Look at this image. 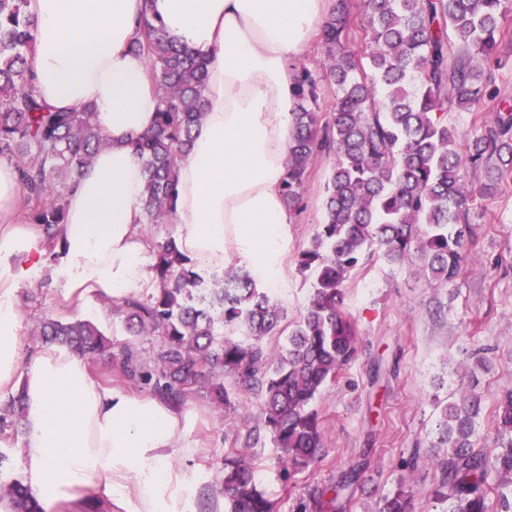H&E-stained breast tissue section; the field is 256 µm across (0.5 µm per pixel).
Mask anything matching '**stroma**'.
Wrapping results in <instances>:
<instances>
[{
  "mask_svg": "<svg viewBox=\"0 0 512 512\" xmlns=\"http://www.w3.org/2000/svg\"><path fill=\"white\" fill-rule=\"evenodd\" d=\"M331 165L326 155L309 171L303 208L288 226L289 254L307 246L324 219ZM483 180V173L465 174L475 198L465 238L468 263L454 287H439L416 253L399 265L376 257L351 274L342 308L354 325L358 353L314 405L326 456L298 472L286 487L280 481L279 451L270 437L250 451L259 486L278 500L280 512H294L313 488L337 483L353 465L360 467L361 478L347 512H378L382 496L400 483L414 493V512H443L434 496L440 473L433 465L445 454L438 446L442 409L473 390L482 398L479 444L493 447L497 402L512 387V172L504 174L491 197L479 194ZM65 295V281L54 261H43L38 272L19 284L25 357L38 350L34 332L46 316L90 320L144 357L157 348L158 337H127L107 304L99 301L81 309ZM272 295L291 326L308 303L310 286L292 269ZM233 403L231 411L215 409L200 391L184 401L200 413L194 437L209 453L204 459L178 453L173 464L205 494L220 476L234 429L260 424L255 395L238 394ZM409 459L415 465L408 469L404 463Z\"/></svg>",
  "mask_w": 512,
  "mask_h": 512,
  "instance_id": "35a3bbf8",
  "label": "stroma"
}]
</instances>
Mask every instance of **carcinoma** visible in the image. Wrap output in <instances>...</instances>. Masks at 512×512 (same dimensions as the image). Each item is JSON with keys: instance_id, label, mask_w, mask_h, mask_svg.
<instances>
[{"instance_id": "1", "label": "carcinoma", "mask_w": 512, "mask_h": 512, "mask_svg": "<svg viewBox=\"0 0 512 512\" xmlns=\"http://www.w3.org/2000/svg\"><path fill=\"white\" fill-rule=\"evenodd\" d=\"M27 0H0V159L12 163L22 189L24 217L41 229V247L54 258L64 251L67 194L103 141L91 107L56 109L35 94L28 56L35 21ZM512 0H363L359 15L336 0L323 22L320 68L298 73L299 109L282 189L288 211L299 212L309 169L333 154L325 185V219L310 245L295 257L311 280L304 313L276 353L266 340L281 333L284 310L247 272L224 271L221 288H207L182 258L174 237L152 247L157 288L112 304L130 336L152 335L159 346L142 359L120 345L128 376L154 382L161 398L180 405L200 387L219 407L234 395L260 398L263 425L280 452L284 481L322 460L324 447L315 401L356 352L355 331L342 310L344 283L365 258L401 263L412 250L428 261L443 287L456 284L466 264L465 234L473 203L464 168L485 172L482 192L498 189L512 168V105L489 91L505 37ZM144 40L134 43L156 79L160 108L156 128L135 146L145 159L141 208L146 224H167L173 214L177 160L201 122L207 78L204 57L178 46L154 16L140 19ZM360 27L365 47L348 46ZM335 99L330 119L316 112L322 82ZM483 107L493 120L464 148L448 127V113ZM43 344L66 347L96 361L112 354V338L89 320L42 321ZM22 391L0 407V435L18 434ZM481 396L471 392L443 409L438 447L448 456L437 499L448 512H491V471L512 474V388L497 405L496 449L475 447ZM260 433L236 431L224 455L220 493L224 512H278V502L259 488L256 464L246 449ZM360 477L352 467L340 481L309 496L312 512H345V499ZM9 512H44L20 479L0 485ZM378 512H412V493L402 483L381 499Z\"/></svg>"}]
</instances>
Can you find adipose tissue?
<instances>
[{
    "mask_svg": "<svg viewBox=\"0 0 512 512\" xmlns=\"http://www.w3.org/2000/svg\"><path fill=\"white\" fill-rule=\"evenodd\" d=\"M334 0H28L35 93L56 108L89 105L106 142L68 192L61 271L77 295L120 300L150 287L142 233L144 158L135 139L153 127L159 94L134 52L137 21L158 17L178 45L207 59L205 108L178 161L172 222L195 268L248 264L272 286L288 259L282 196L298 108V65ZM12 165L0 163V258L24 266L0 277V402L25 397L24 477L44 512H192L193 480L174 452L205 455L197 415L98 380L76 353L41 348L24 359L16 291L42 263L35 229L14 220Z\"/></svg>",
    "mask_w": 512,
    "mask_h": 512,
    "instance_id": "obj_1",
    "label": "adipose tissue"
}]
</instances>
